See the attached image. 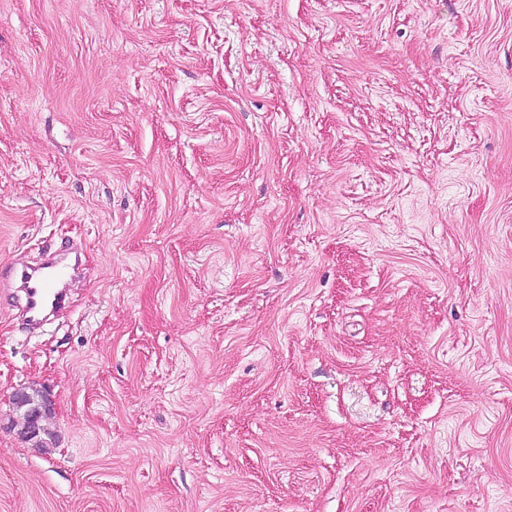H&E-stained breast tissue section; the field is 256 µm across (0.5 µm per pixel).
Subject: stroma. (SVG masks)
<instances>
[{
  "label": "stroma",
  "mask_w": 512,
  "mask_h": 512,
  "mask_svg": "<svg viewBox=\"0 0 512 512\" xmlns=\"http://www.w3.org/2000/svg\"><path fill=\"white\" fill-rule=\"evenodd\" d=\"M73 252L0 512H512V0H0V264ZM54 406L51 395L42 390L39 402L29 410L26 422L18 430L19 436L27 441H38L46 431L42 422L54 412Z\"/></svg>",
  "instance_id": "obj_1"
}]
</instances>
